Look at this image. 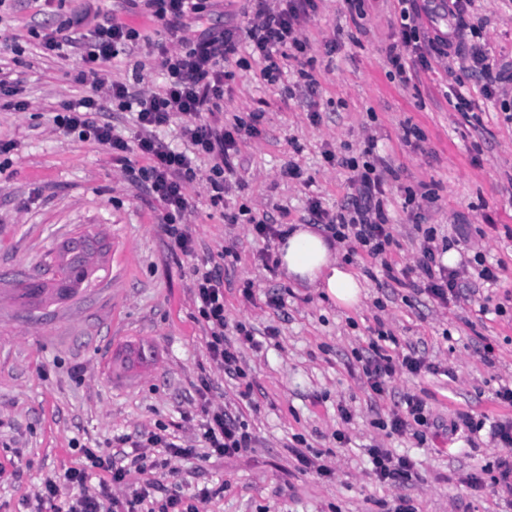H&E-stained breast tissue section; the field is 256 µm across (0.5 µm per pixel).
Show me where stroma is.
Listing matches in <instances>:
<instances>
[{"label":"stroma","mask_w":512,"mask_h":512,"mask_svg":"<svg viewBox=\"0 0 512 512\" xmlns=\"http://www.w3.org/2000/svg\"><path fill=\"white\" fill-rule=\"evenodd\" d=\"M85 0H5L0 7V78L27 101L26 111L0 106V140L14 142L0 155V512H31L45 478L84 466L86 448H115L121 436L168 432L201 447L204 419L198 390L209 382L211 407L246 424L250 447L232 456L171 460L156 477L164 495L189 498L211 492L199 512H512V494L494 482L497 462L512 447L487 432L449 433L459 414L485 423L512 420L496 391L512 383V83L488 99L478 74L439 60L431 70L392 74L389 46L398 37V0H316L301 22L305 59L317 86H297L296 61H282L275 83L260 76L247 45H240L234 81L224 88L214 123L230 126L259 115L258 135L238 143L236 180L224 204L212 206L202 177L187 188L191 207L183 222L195 253H172L160 202L126 178L111 152L92 140L61 133L53 123L65 102L89 93L76 76L78 51L46 54L39 35L51 32ZM99 19L117 17L151 40L161 24L119 0H98ZM481 27L491 62L512 67V0H473L463 15ZM104 77L146 91L163 84L143 51L120 53ZM471 102L459 110L458 96ZM420 128L418 147L405 145L403 128ZM371 150L386 179L385 212L397 247L396 268L414 265L422 235L435 227L454 240L460 263L475 253L506 266L502 281L481 287L469 301L440 306L427 294L390 280L355 243L339 256L362 281L356 309L344 310L316 289L288 280L261 257L266 243L251 233V219L306 224L310 199L328 213L348 203L351 172L345 157ZM337 164H328L325 153ZM303 178H282L288 164ZM427 186L434 203L405 205L406 189ZM81 233L104 243L87 287L50 307L23 304L17 290L29 277L52 278L56 251ZM219 267L224 276V336L237 343L238 325L254 332L258 347L239 345L240 375L225 373L208 355V333L198 322L196 268ZM283 300L270 306L271 297ZM400 346H415L439 374L397 372L384 397L363 373L369 343L379 330ZM494 347L484 360V344ZM426 402L438 427L425 442L389 438L379 420L401 407L403 395ZM353 414L342 425L338 408ZM351 441L337 447L333 433ZM303 437L307 453L333 469L321 478L298 468L290 447ZM380 445L417 462L400 487L377 482L367 455ZM478 475L483 483L470 488Z\"/></svg>","instance_id":"obj_1"}]
</instances>
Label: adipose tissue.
I'll list each match as a JSON object with an SVG mask.
<instances>
[{
  "mask_svg": "<svg viewBox=\"0 0 512 512\" xmlns=\"http://www.w3.org/2000/svg\"><path fill=\"white\" fill-rule=\"evenodd\" d=\"M278 253L280 266L288 278L323 289L339 306L358 305L361 286L357 276L345 269L326 235L317 228L307 224L292 225Z\"/></svg>",
  "mask_w": 512,
  "mask_h": 512,
  "instance_id": "adipose-tissue-1",
  "label": "adipose tissue"
}]
</instances>
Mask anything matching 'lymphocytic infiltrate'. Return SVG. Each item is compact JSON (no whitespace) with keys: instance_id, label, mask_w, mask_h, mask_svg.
Listing matches in <instances>:
<instances>
[{"instance_id":"1","label":"lymphocytic infiltrate","mask_w":512,"mask_h":512,"mask_svg":"<svg viewBox=\"0 0 512 512\" xmlns=\"http://www.w3.org/2000/svg\"><path fill=\"white\" fill-rule=\"evenodd\" d=\"M154 21L161 23L168 34L167 41L153 44L165 82L160 91L133 95L128 86L106 81L102 76V65L124 49L138 47L142 35L128 24L108 19L90 32L83 41L73 39L72 33L88 18V11L73 14L64 24L43 36L39 46L43 52L59 53L66 47L82 46L81 59L84 67L78 73L79 83L91 84V95L80 97L63 105L53 122L66 135L78 139H94L112 151L119 163H126L128 154H136L145 161L136 175L150 193L161 200L165 207L162 217L169 227L172 251L186 256L193 255L194 241L191 233L176 227L177 218L189 208L187 186L197 178L193 165L195 156L213 158L211 173L206 178L211 205L224 202V185L235 177L234 159L241 135H255V125L238 123L232 127H216L205 118L206 113L218 111L224 101V87L234 78L230 68L238 53V35L235 29L213 27L204 29L200 35L188 36V17L202 18L207 10L206 0H143ZM254 17L247 30L249 46L254 59L261 63L260 73L264 80L275 81L282 70L280 60L290 59L292 52H304L306 43L299 30V20L313 7L314 0H254ZM399 39L388 51L387 60L399 77H406L410 65L408 54H416L423 68L431 63L422 54L419 45L417 20L421 8L417 0H400ZM438 56L449 61H469L485 77L481 88L483 96L495 97L504 83V76L495 74L493 66L482 46L466 43L465 39L453 40L435 36L432 40ZM113 105L121 110H136L140 131L134 140L127 141L116 136L110 125L98 123L95 112L104 105ZM185 117L183 135L189 143L190 152L176 151L161 143L155 129L167 125L173 116ZM342 166L349 168L353 176L350 183L354 189L347 212L327 216L319 201H311L310 211L317 220L327 221L336 239L354 240L364 247L368 256L380 263L387 277L394 275H416L418 292H423L440 304L460 301L459 280L462 272L441 264L437 255L439 246L434 228L423 232L421 256L415 266L395 270L386 254L395 244L392 226L385 213V178L370 161L345 158ZM197 312L209 332L207 349L210 359L228 372H235L238 355L236 348L224 340V279L216 272L197 271L194 283ZM387 334L370 342L369 355L363 369L372 392L383 395L388 382L397 369L418 375L432 371V364L408 350L400 359H393L384 347ZM404 411L392 412L384 427L390 433L409 435L421 440L431 422L425 401L415 395L405 396ZM200 436L206 448L218 456L232 455L244 451L249 445L247 433L240 431L235 420L224 409H209L200 427ZM89 468L108 473L109 478L92 487L87 483L86 469L70 468L62 475L46 478L36 495V508L44 512L54 507L61 487H69L73 495L66 512H103L104 506L126 504L127 512H198L197 502L207 500L209 490H200L196 503L184 502L172 495L162 502H155L152 494L158 488L156 480L148 479L139 485L130 484L131 471H143V454H132L129 465L116 462V455L97 448L84 451ZM125 488L124 498L112 495L113 488Z\"/></svg>"}]
</instances>
